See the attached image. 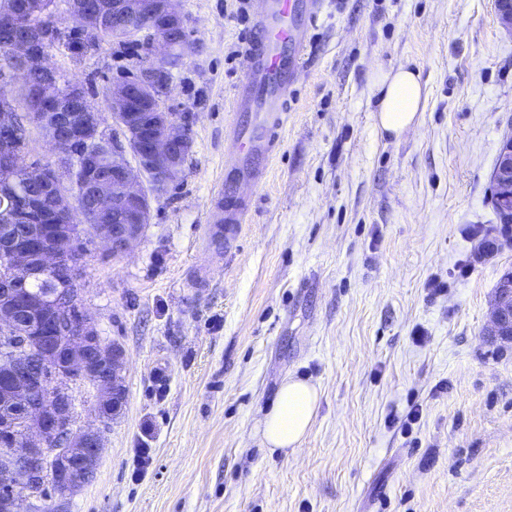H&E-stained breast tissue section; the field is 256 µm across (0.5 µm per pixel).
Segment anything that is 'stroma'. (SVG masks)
I'll return each mask as SVG.
<instances>
[{
    "mask_svg": "<svg viewBox=\"0 0 512 512\" xmlns=\"http://www.w3.org/2000/svg\"><path fill=\"white\" fill-rule=\"evenodd\" d=\"M180 7L183 176L124 255L81 235L84 309L125 351L126 403L103 425L73 386L75 429L104 446L67 512H512V342L488 333L512 242L475 256L512 135V32L493 0H328L251 214L219 252L204 227L245 71L230 54L254 21L249 0ZM48 58L103 115L133 62L107 42ZM400 66L427 99L395 139L372 77ZM289 377L319 405L299 448L273 453L262 422Z\"/></svg>",
    "mask_w": 512,
    "mask_h": 512,
    "instance_id": "1",
    "label": "stroma"
}]
</instances>
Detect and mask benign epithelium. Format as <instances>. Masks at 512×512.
Here are the masks:
<instances>
[{
	"instance_id": "benign-epithelium-1",
	"label": "benign epithelium",
	"mask_w": 512,
	"mask_h": 512,
	"mask_svg": "<svg viewBox=\"0 0 512 512\" xmlns=\"http://www.w3.org/2000/svg\"><path fill=\"white\" fill-rule=\"evenodd\" d=\"M28 11L40 22L16 38L12 51L19 66L0 71V82L11 85L30 71L45 86L60 83L61 75L48 62L40 43L56 26L55 15L35 7ZM112 16L120 20L131 41L143 40L149 56L112 80V127L108 128L87 104L77 87L59 96L49 112L31 113V131L51 143L56 160L49 165L20 167L13 156L14 142L28 137L17 123L18 104L12 97L0 99V201L8 202L30 185L62 198L64 221L56 225L62 238L72 237L75 216L89 222L84 197L99 202L112 200L117 222L93 224L112 255L126 253L142 235L150 219L151 197L165 193L181 179L191 150L186 122L166 104L173 79L165 62L174 53L171 35L189 36V22L178 0H112ZM66 29L80 34L85 52L99 50L101 34L93 29L84 9L74 0L67 5ZM135 163H130L128 155ZM490 196L509 208L512 223V138L500 148ZM30 225L29 236L40 235L43 215L32 205L14 215ZM29 246L14 248V275L0 279V360L8 370L0 373V394L21 406L0 412V437L13 441L0 448V476L7 479L0 491V509L19 512L23 496L38 498L31 487L42 482L52 466L59 492L71 494L92 477L103 440L101 432L72 430L73 407L67 387L89 382L96 392L95 414L106 421V411L120 410L125 400L120 382L124 350L99 336L83 310L84 288L79 267V247L67 257L41 244L36 247L38 272L51 277L63 263L71 267L68 288L38 303L17 288L16 275L31 269ZM66 334L68 344L50 343L55 332ZM489 335L512 340V274L497 288ZM22 430V438L14 439Z\"/></svg>"
}]
</instances>
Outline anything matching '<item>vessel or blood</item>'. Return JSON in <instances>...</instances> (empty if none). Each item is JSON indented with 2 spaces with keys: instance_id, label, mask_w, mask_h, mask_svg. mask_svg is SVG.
<instances>
[{
  "instance_id": "obj_1",
  "label": "vessel or blood",
  "mask_w": 512,
  "mask_h": 512,
  "mask_svg": "<svg viewBox=\"0 0 512 512\" xmlns=\"http://www.w3.org/2000/svg\"><path fill=\"white\" fill-rule=\"evenodd\" d=\"M254 32L243 54L245 73L234 103L229 140L231 159L224 167L223 224L205 228L207 238L237 235L250 208L237 185L260 180L288 121V107L305 68L311 31L324 0H250Z\"/></svg>"
}]
</instances>
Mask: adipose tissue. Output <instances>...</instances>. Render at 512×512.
<instances>
[{"label": "adipose tissue", "instance_id": "obj_1", "mask_svg": "<svg viewBox=\"0 0 512 512\" xmlns=\"http://www.w3.org/2000/svg\"><path fill=\"white\" fill-rule=\"evenodd\" d=\"M373 85L378 93L376 126L389 134L401 135L422 111L426 87L418 73L401 67L376 72ZM319 403V392L309 382L285 380L275 402L263 420L262 436L271 449L296 448L306 436Z\"/></svg>", "mask_w": 512, "mask_h": 512}]
</instances>
